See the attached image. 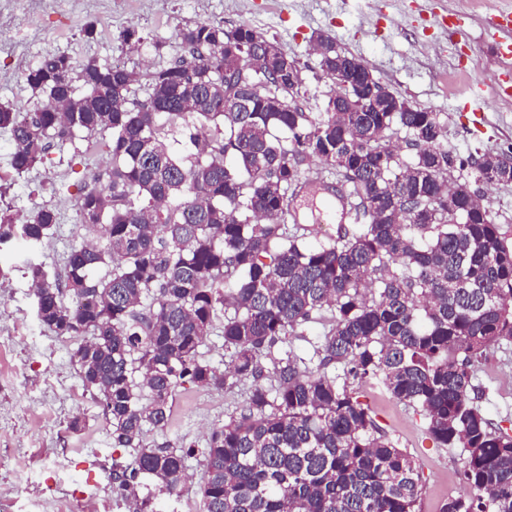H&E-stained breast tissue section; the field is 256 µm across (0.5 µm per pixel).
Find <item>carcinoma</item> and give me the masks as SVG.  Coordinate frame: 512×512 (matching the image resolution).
I'll list each match as a JSON object with an SVG mask.
<instances>
[{
    "instance_id": "cac0c4a2",
    "label": "carcinoma",
    "mask_w": 512,
    "mask_h": 512,
    "mask_svg": "<svg viewBox=\"0 0 512 512\" xmlns=\"http://www.w3.org/2000/svg\"><path fill=\"white\" fill-rule=\"evenodd\" d=\"M176 38L183 54L147 75L142 101L135 70L55 54L23 74L33 111L0 106L18 175L77 131L112 161L76 203L97 241L71 250L62 278L26 270L41 324L78 342L113 447L133 449L112 465L132 512L179 496L198 453L205 512H416L414 461L359 400L374 384L466 453V493L438 512H512V432L470 397L475 364L512 339V243L470 186L500 180L501 155L448 153L438 113L388 90L380 111H358L384 86L329 37L314 54L337 95L316 112L285 79L300 63L258 57L256 30L200 23ZM314 157L342 174L351 218L308 246L278 216ZM464 168L473 181L455 178ZM55 224L47 204L21 224L0 208V244L35 246ZM317 317L326 330L300 357L288 337ZM215 329L222 368L200 352ZM186 383L245 385V406L201 452L145 444ZM144 476L156 488L139 500Z\"/></svg>"
}]
</instances>
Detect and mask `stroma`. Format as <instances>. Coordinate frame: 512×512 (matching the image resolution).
<instances>
[{
    "label": "stroma",
    "instance_id": "obj_1",
    "mask_svg": "<svg viewBox=\"0 0 512 512\" xmlns=\"http://www.w3.org/2000/svg\"><path fill=\"white\" fill-rule=\"evenodd\" d=\"M0 9V104L32 108L34 99L20 71L49 55L72 60L113 59L146 73L180 53L176 30L186 24L247 25L276 42L306 67L310 88L325 94L311 45L328 36L360 59L383 85L413 105L437 112L454 155L475 152L512 155V99L500 98L496 80L503 62L493 53L485 24L512 0H447L465 23L466 37L450 45L433 19L418 10L419 0H10ZM95 25L94 38L84 29ZM15 144L0 130V203L18 219L35 205L52 206L58 222L34 248L16 240L0 245V507L5 512H53L71 492L109 502L127 512V501L112 485V463L128 457L112 445L103 406L86 390L73 357L76 344L45 329L25 273L42 264L49 276L63 274L71 249L89 240L77 222L76 202L92 176L111 166L104 153L51 147L42 162L17 176L11 158ZM477 405L493 423L512 421V341L492 349L475 369ZM377 423L417 467L422 488L418 512H437L464 486L459 478L461 449L444 448L426 432L413 408L378 387L363 390ZM243 390L177 389L173 418L163 432L148 431L145 444L170 441L206 446L212 428L240 410ZM81 419L80 431L70 424ZM188 478L178 499L156 500L157 512H200L204 480L200 458L188 461Z\"/></svg>",
    "mask_w": 512,
    "mask_h": 512
}]
</instances>
